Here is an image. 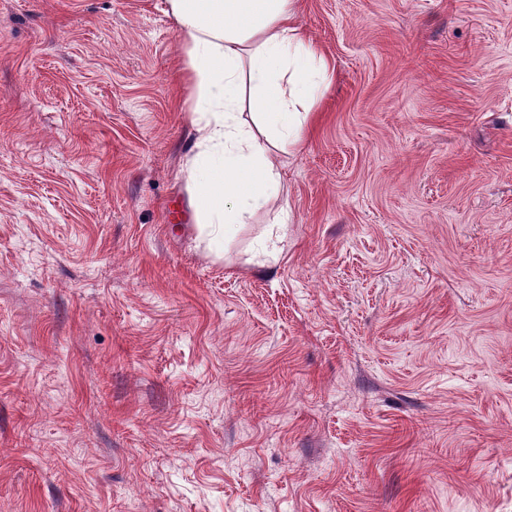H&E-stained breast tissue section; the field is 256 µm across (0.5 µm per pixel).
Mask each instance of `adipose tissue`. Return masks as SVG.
I'll return each mask as SVG.
<instances>
[{"label": "adipose tissue", "mask_w": 512, "mask_h": 512, "mask_svg": "<svg viewBox=\"0 0 512 512\" xmlns=\"http://www.w3.org/2000/svg\"><path fill=\"white\" fill-rule=\"evenodd\" d=\"M299 0H167L185 55L194 140L181 174L195 223L223 245L275 198L330 66Z\"/></svg>", "instance_id": "obj_1"}]
</instances>
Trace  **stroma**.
<instances>
[{"instance_id": "obj_1", "label": "stroma", "mask_w": 512, "mask_h": 512, "mask_svg": "<svg viewBox=\"0 0 512 512\" xmlns=\"http://www.w3.org/2000/svg\"><path fill=\"white\" fill-rule=\"evenodd\" d=\"M291 205L214 256L165 0H0V512H512V0H301Z\"/></svg>"}]
</instances>
